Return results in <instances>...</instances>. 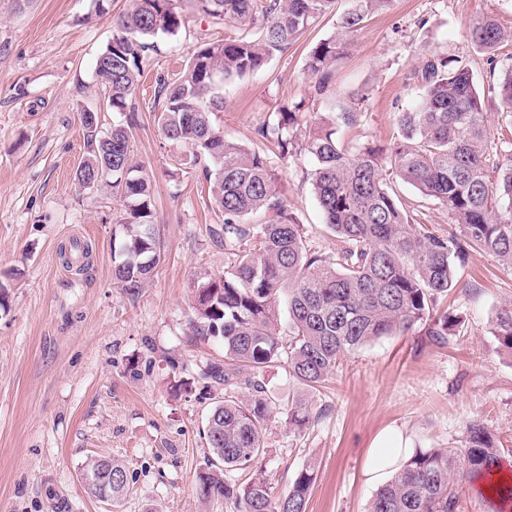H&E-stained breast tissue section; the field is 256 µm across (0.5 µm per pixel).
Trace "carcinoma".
<instances>
[{"instance_id": "obj_1", "label": "carcinoma", "mask_w": 512, "mask_h": 512, "mask_svg": "<svg viewBox=\"0 0 512 512\" xmlns=\"http://www.w3.org/2000/svg\"><path fill=\"white\" fill-rule=\"evenodd\" d=\"M335 0H196L200 12L236 22L243 33L198 44L181 72L156 77L163 100L156 115L163 137L175 146L172 161L198 171L211 188L224 224L211 229L224 243V274L197 281L206 290L192 305L193 334L224 346V361L200 369L198 381L212 399L205 436L211 458L197 477L205 502L222 501L232 512H307L315 475L306 466L288 492L275 495L261 477L242 481L266 453L264 433L272 406L264 373L282 363L298 382L313 387L364 346L414 326L445 345L459 320L440 305L457 285L458 271L473 252H484L512 269V159L500 160L487 144L485 95L464 67L430 51L415 74L419 99L397 113L398 135L388 153L369 145L343 148L338 123L351 125L356 113L314 118L304 128V149L314 161L312 186L336 251L313 248L288 213L268 155L228 140L213 115L224 108L219 86L262 70L291 47ZM339 32L309 51L305 67L310 98L332 86L344 37L358 32L393 0H350ZM179 0H131L113 18L114 33L95 62L106 110L120 115L107 128L100 113L80 118L87 157L75 181H96L120 197L125 217L115 225L119 240L112 276L131 299L163 260V244L152 204L151 181L133 160L138 107L133 94L141 77L140 58L148 40L175 36L181 28ZM471 42L488 64L512 31L483 15L468 28ZM490 92L500 115L512 126V69ZM305 100L283 106L256 134L291 157ZM395 177L448 212L455 234H439L416 222L390 185ZM262 212L266 221L251 224ZM498 348L512 357V305L492 320ZM286 424L300 437L319 418L296 398L284 408ZM506 462L499 436L479 421L466 426L458 452L441 448L414 452L372 496L368 512H460L459 486L491 476ZM112 471V506L130 491L127 468L115 458L91 457L82 465L87 493L101 498L88 476ZM478 497L488 512L512 508V488Z\"/></svg>"}]
</instances>
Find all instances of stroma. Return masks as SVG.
Wrapping results in <instances>:
<instances>
[{"label": "stroma", "mask_w": 512, "mask_h": 512, "mask_svg": "<svg viewBox=\"0 0 512 512\" xmlns=\"http://www.w3.org/2000/svg\"><path fill=\"white\" fill-rule=\"evenodd\" d=\"M130 0H0V512H231L203 503L196 476L210 449L203 435L210 408L197 374L224 357L222 344L193 335L191 292L204 276L224 272V248L211 226L224 216L194 169L175 168L155 121L162 104L156 73L178 72L197 43L238 35L237 24L182 0L181 29L154 40L141 62L133 98L140 113L134 158L152 180L164 258L137 299L112 277V226L124 215L106 190L86 191L75 172L86 157L80 114L98 108L95 61L113 35V19ZM335 11L320 17L261 71L224 86L216 123L225 138L258 150L254 131L280 107L308 95L309 51L337 32ZM490 15L512 30V0H394L354 37L336 65L335 90L314 104L337 115L349 148H388L396 116L418 92L415 71L426 51L468 68L479 87L494 79L467 36ZM280 188L306 237L336 248L318 209L303 146L278 163ZM392 188L433 229H452L447 214L412 186ZM91 249L84 271L60 253L71 240ZM448 296L461 326L446 345L411 330L356 352L318 388L300 385L286 366L265 374L273 413L265 432L261 475L275 493L314 465L307 512H367L381 480L369 472L378 436L395 429L410 449L462 446L470 421H481L512 449V357L490 332L498 308L512 303V270L472 254ZM320 414L305 436L289 432L288 397ZM115 457L130 491L119 506L92 498L81 480L87 457Z\"/></svg>", "instance_id": "stroma-1"}]
</instances>
